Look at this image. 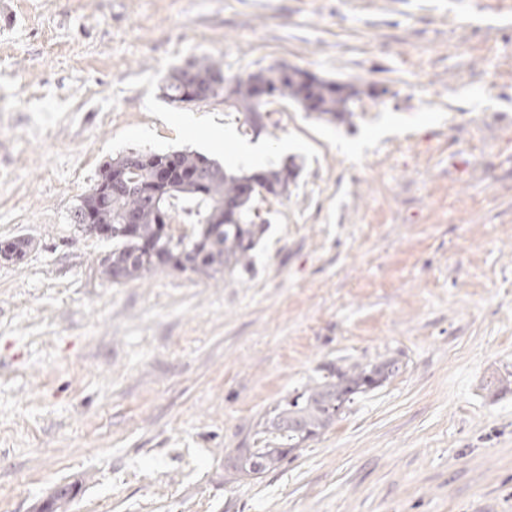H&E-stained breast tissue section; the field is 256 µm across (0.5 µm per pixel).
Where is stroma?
I'll return each instance as SVG.
<instances>
[{"label":"stroma","instance_id":"obj_1","mask_svg":"<svg viewBox=\"0 0 512 512\" xmlns=\"http://www.w3.org/2000/svg\"><path fill=\"white\" fill-rule=\"evenodd\" d=\"M285 63L350 120L171 101L174 68ZM0 512H512V0H0ZM296 159L248 270L115 285L71 213L133 150ZM400 370L259 475L289 393ZM75 490L70 484L58 485L57 489L38 508L39 512H57L74 498Z\"/></svg>","mask_w":512,"mask_h":512}]
</instances>
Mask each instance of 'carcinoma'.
I'll use <instances>...</instances> for the list:
<instances>
[{
	"label": "carcinoma",
	"mask_w": 512,
	"mask_h": 512,
	"mask_svg": "<svg viewBox=\"0 0 512 512\" xmlns=\"http://www.w3.org/2000/svg\"><path fill=\"white\" fill-rule=\"evenodd\" d=\"M194 76L179 68L167 81L169 99L196 102L224 96L251 114L258 115L263 98L281 96L292 99L305 111L334 120L352 117L350 104L361 94L352 83L324 80L307 70L272 65L246 77L229 78L222 68L207 59L193 64ZM224 85L215 89L214 77ZM175 160L170 183L163 187L153 181V167L169 159ZM126 156H120L101 169L98 180L110 170L120 171L131 189L112 196L108 203L98 197L100 184L80 197L71 221L80 223L79 213L94 214V222L105 227L104 238L112 241V251L101 262V274L114 284L142 279L158 270L171 268L214 277L233 274L253 264V249L257 234L266 221L256 223L260 214L253 207L258 196L283 197L288 194L296 167H285L253 175H235L207 157L187 151L152 153L150 163L130 170ZM207 167L205 183L191 174ZM180 197L197 201V225L188 231L173 227L175 215L171 201ZM132 213L137 223L124 224ZM31 246L30 240L14 237L0 241V253L15 251L23 257ZM399 371L395 361L354 364L347 370L336 369V379L296 391L278 403L265 422L263 434H274L287 441L285 448H239L237 470L247 476L258 475L274 466L288 452L326 429L354 400V395L370 390ZM75 490L63 484L46 499L38 512H59L74 498Z\"/></svg>",
	"instance_id": "1"
}]
</instances>
